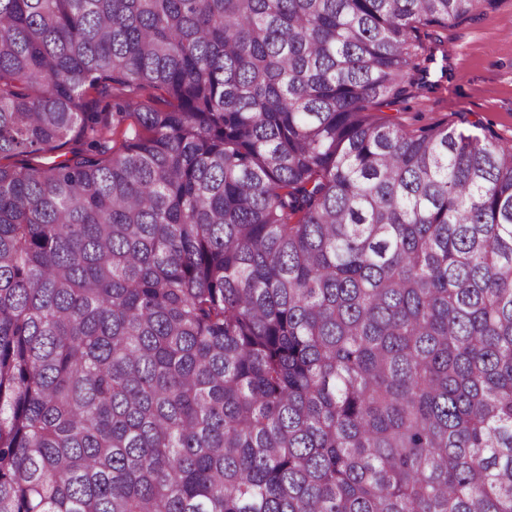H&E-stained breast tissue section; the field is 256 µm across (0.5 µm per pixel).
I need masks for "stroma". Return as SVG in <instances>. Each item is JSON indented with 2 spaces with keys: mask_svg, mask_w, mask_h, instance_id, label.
Returning <instances> with one entry per match:
<instances>
[{
  "mask_svg": "<svg viewBox=\"0 0 512 512\" xmlns=\"http://www.w3.org/2000/svg\"><path fill=\"white\" fill-rule=\"evenodd\" d=\"M424 45L440 44L447 63H431L433 86L395 105L391 116L407 128L474 126L512 144V0H496L476 18L429 29Z\"/></svg>",
  "mask_w": 512,
  "mask_h": 512,
  "instance_id": "stroma-1",
  "label": "stroma"
}]
</instances>
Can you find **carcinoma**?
I'll use <instances>...</instances> for the list:
<instances>
[{
  "label": "carcinoma",
  "mask_w": 512,
  "mask_h": 512,
  "mask_svg": "<svg viewBox=\"0 0 512 512\" xmlns=\"http://www.w3.org/2000/svg\"><path fill=\"white\" fill-rule=\"evenodd\" d=\"M494 2L0 0V512H512V146L379 116Z\"/></svg>",
  "instance_id": "carcinoma-1"
}]
</instances>
